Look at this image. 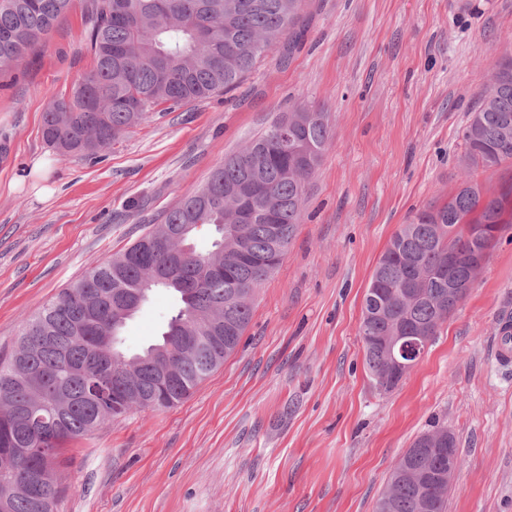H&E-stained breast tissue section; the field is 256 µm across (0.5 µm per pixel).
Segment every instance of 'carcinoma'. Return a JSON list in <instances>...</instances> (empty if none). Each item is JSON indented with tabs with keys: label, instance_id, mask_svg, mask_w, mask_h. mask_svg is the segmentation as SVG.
<instances>
[{
	"label": "carcinoma",
	"instance_id": "obj_1",
	"mask_svg": "<svg viewBox=\"0 0 512 512\" xmlns=\"http://www.w3.org/2000/svg\"><path fill=\"white\" fill-rule=\"evenodd\" d=\"M80 5L93 68L68 94L54 96L43 117L44 141L57 155L93 156L153 112H168L234 90L262 56L286 59L306 34V0H0V75L33 50ZM286 122L303 151L285 152L273 127ZM325 113L300 107L224 158L208 181L160 224H240L245 253L218 244L186 253L154 224L122 253L87 271L29 319L8 359L0 361V448H35L0 469V512H54L60 450L117 418L115 405L143 411L187 398L239 345L251 318L241 300L268 277L271 242L287 248L299 223L306 179L330 140ZM467 167L494 169L512 161V58L502 60L463 131ZM478 219L468 220L474 211ZM502 200L462 182L443 205H430L401 225L379 258L363 301L361 336L395 329L436 336L456 303L448 300L451 253L490 249L502 226ZM412 285L422 296L405 306L395 296ZM173 291L181 306L163 340L174 341L177 375L161 393L149 367L154 347L119 349L125 323L112 326L115 293ZM224 314L212 315L218 301ZM369 374L385 351L363 344ZM140 365L136 399L125 389V362ZM41 380L31 394L27 380ZM405 470L432 466L416 445L400 458ZM388 512H420L415 485L395 472L379 495Z\"/></svg>",
	"mask_w": 512,
	"mask_h": 512
}]
</instances>
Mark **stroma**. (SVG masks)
Returning a JSON list of instances; mask_svg holds the SVG:
<instances>
[{"instance_id": "obj_1", "label": "stroma", "mask_w": 512, "mask_h": 512, "mask_svg": "<svg viewBox=\"0 0 512 512\" xmlns=\"http://www.w3.org/2000/svg\"><path fill=\"white\" fill-rule=\"evenodd\" d=\"M288 60L271 53L229 93L150 118L100 158L42 138L53 95L93 66L80 10L0 77V359L25 322L203 185L280 113H325L331 139L306 181L285 256L257 289L236 350L182 403L132 411L72 443L57 512H374L423 432L445 427L461 467L448 512H512V165H459L462 134L499 61L512 0H308ZM502 200L506 225L469 294L390 393L358 337L390 240L465 178ZM179 301L159 288L128 320L138 352Z\"/></svg>"}]
</instances>
